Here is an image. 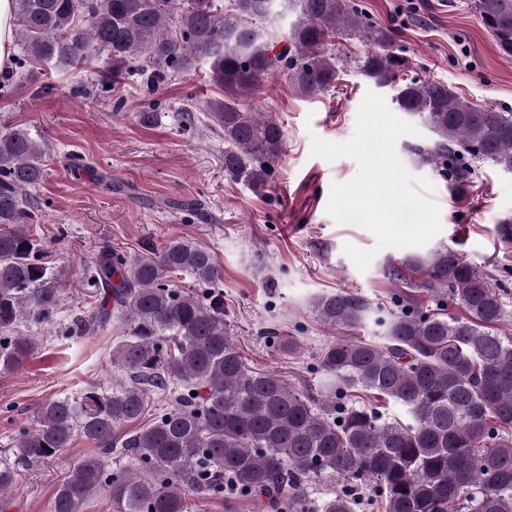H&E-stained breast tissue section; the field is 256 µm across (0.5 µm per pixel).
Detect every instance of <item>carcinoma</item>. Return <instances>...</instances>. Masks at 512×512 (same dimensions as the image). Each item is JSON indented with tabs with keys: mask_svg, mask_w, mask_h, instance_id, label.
<instances>
[{
	"mask_svg": "<svg viewBox=\"0 0 512 512\" xmlns=\"http://www.w3.org/2000/svg\"><path fill=\"white\" fill-rule=\"evenodd\" d=\"M19 78L44 64L73 68L95 54L102 81L141 76L147 88L205 61L222 98L207 102L224 131V174L266 185L282 153L283 130L245 100L282 76L316 96L352 68L378 88H392L398 109L420 119L431 140L414 146L419 162L444 171L456 190L474 183L478 166L512 170V113L480 108L447 83L401 77L405 60L395 31L373 25L349 0H12ZM472 8L499 52L512 55V0H473ZM296 12L282 49L273 24ZM341 36L364 43L334 52ZM45 149L23 125L0 130V370L20 367L35 341L16 331L52 318L59 289L33 233L39 209L23 199L45 177ZM439 296L417 305L407 294L397 311L348 292L314 298L328 328L369 321L381 340L338 336L317 356L316 395L277 375L246 366L228 336L224 305L172 283L183 273L213 286L217 257L180 237L138 257L114 251L111 262L84 269L88 285L109 290L112 310L72 320L86 335L122 313L128 336L112 350V388L93 385L44 404L17 439L19 463L49 459L77 441L89 445L51 502L50 512H84L104 493L112 512H189L186 494L241 498L269 512H355L349 489L370 482L383 512H512V336L498 334L508 311L487 277L452 248L405 260ZM170 404L146 427L130 429L153 390ZM351 389L372 391L399 406L382 418L364 405L341 403ZM16 465L0 462V491L15 483ZM345 489L315 497L322 477Z\"/></svg>",
	"mask_w": 512,
	"mask_h": 512,
	"instance_id": "obj_1",
	"label": "carcinoma"
}]
</instances>
